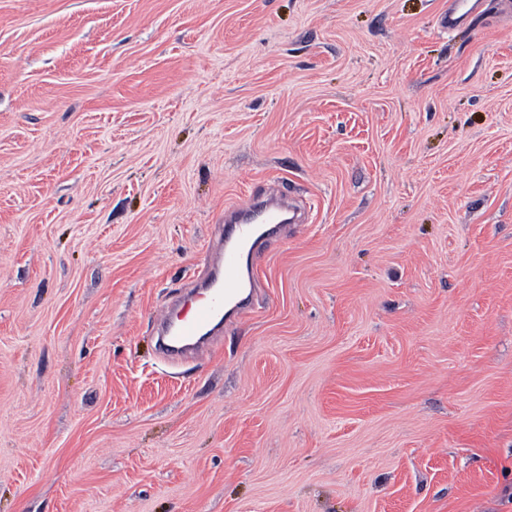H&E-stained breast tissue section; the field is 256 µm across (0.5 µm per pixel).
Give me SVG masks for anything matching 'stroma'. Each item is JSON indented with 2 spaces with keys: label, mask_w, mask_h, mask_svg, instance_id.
<instances>
[{
  "label": "stroma",
  "mask_w": 512,
  "mask_h": 512,
  "mask_svg": "<svg viewBox=\"0 0 512 512\" xmlns=\"http://www.w3.org/2000/svg\"><path fill=\"white\" fill-rule=\"evenodd\" d=\"M0 0V512H512V10ZM272 188L251 309L156 328Z\"/></svg>",
  "instance_id": "stroma-1"
}]
</instances>
